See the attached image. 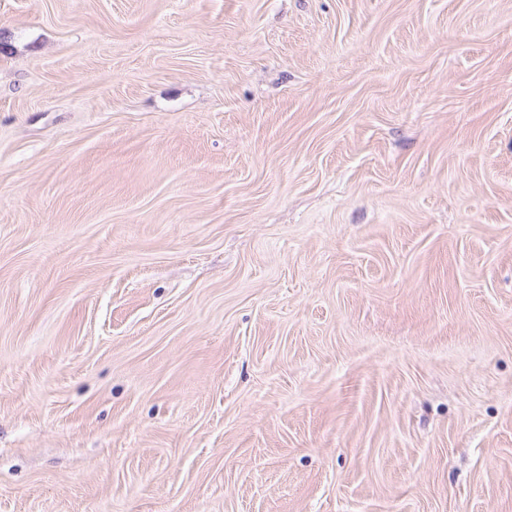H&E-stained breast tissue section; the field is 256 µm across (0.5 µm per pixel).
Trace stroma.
Wrapping results in <instances>:
<instances>
[{
	"label": "stroma",
	"mask_w": 512,
	"mask_h": 512,
	"mask_svg": "<svg viewBox=\"0 0 512 512\" xmlns=\"http://www.w3.org/2000/svg\"><path fill=\"white\" fill-rule=\"evenodd\" d=\"M0 512H512V0H0Z\"/></svg>",
	"instance_id": "35a3bbf8"
}]
</instances>
